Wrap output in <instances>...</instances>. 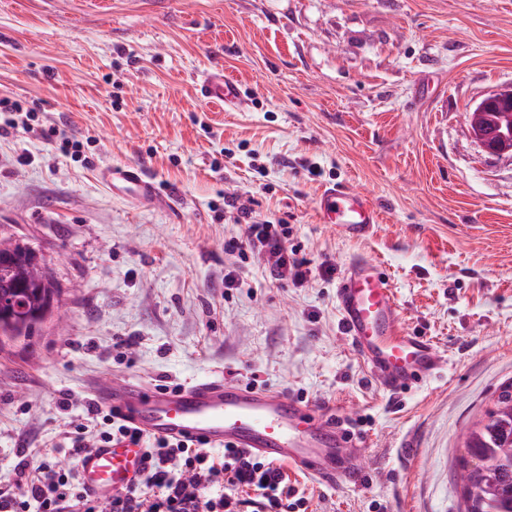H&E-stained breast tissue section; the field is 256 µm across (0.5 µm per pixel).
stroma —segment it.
<instances>
[{
  "mask_svg": "<svg viewBox=\"0 0 512 512\" xmlns=\"http://www.w3.org/2000/svg\"><path fill=\"white\" fill-rule=\"evenodd\" d=\"M210 67L245 111L199 96ZM507 85L512 0H0V97L92 141L81 162L38 129L0 139V239L41 257L66 312L0 345V484L21 443L64 447L98 383L253 378L355 427L359 487L289 470L311 512H459L461 434L512 383V158L467 120ZM109 164L171 204L112 193ZM335 183L377 205L365 235L320 220ZM228 197L288 224L304 286L225 253ZM355 254L438 348L436 376L392 393L353 349L336 288Z\"/></svg>",
  "mask_w": 512,
  "mask_h": 512,
  "instance_id": "stroma-1",
  "label": "stroma"
}]
</instances>
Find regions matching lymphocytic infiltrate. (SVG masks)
I'll list each match as a JSON object with an SVG mask.
<instances>
[{
    "label": "lymphocytic infiltrate",
    "instance_id": "lymphocytic-infiltrate-1",
    "mask_svg": "<svg viewBox=\"0 0 512 512\" xmlns=\"http://www.w3.org/2000/svg\"><path fill=\"white\" fill-rule=\"evenodd\" d=\"M240 235L224 242L241 262L257 258L271 279L301 287L311 262L289 246L290 229L263 220L255 210L225 199ZM87 422L65 432L66 454L78 459L107 443H129L144 450L146 465L133 488L96 501L73 469L56 461L21 460L13 483L0 484V512H308V500L291 485L280 463L225 446L215 451L200 440L168 439L143 434L118 412L97 403L85 405Z\"/></svg>",
    "mask_w": 512,
    "mask_h": 512
}]
</instances>
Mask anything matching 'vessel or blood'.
Wrapping results in <instances>:
<instances>
[{
  "mask_svg": "<svg viewBox=\"0 0 512 512\" xmlns=\"http://www.w3.org/2000/svg\"><path fill=\"white\" fill-rule=\"evenodd\" d=\"M196 84L204 100L225 111L237 112L247 105L239 82L222 69L200 72ZM101 177L123 196L140 201L160 197L143 168L109 166ZM318 211L324 223L354 237L364 235L379 221L377 208L365 194L343 186L324 188ZM336 301L354 349L387 390L399 391L439 372L442 359L436 347L400 326L391 284L377 261L360 254L350 257ZM93 395L100 406L119 411L150 435L192 437L213 446L230 443L329 485L356 487L362 480L349 452L351 440L339 422L279 392L223 379L200 380L176 391L127 380L96 387ZM143 467L142 449L107 444L81 457L78 476L85 490L103 501L129 487Z\"/></svg>",
  "mask_w": 512,
  "mask_h": 512,
  "instance_id": "obj_1",
  "label": "vessel or blood"
}]
</instances>
